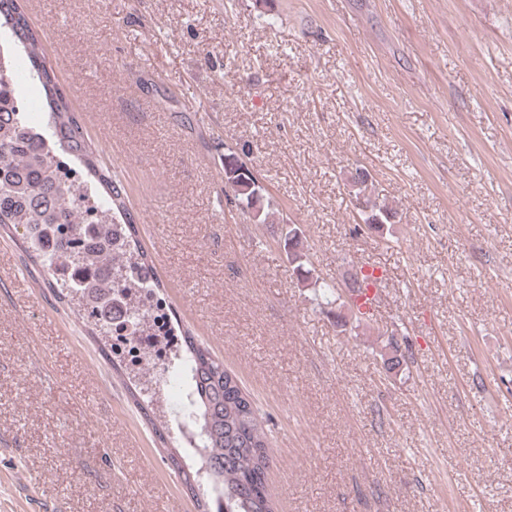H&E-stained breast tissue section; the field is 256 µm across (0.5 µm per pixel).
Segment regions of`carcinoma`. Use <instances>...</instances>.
<instances>
[{"label": "carcinoma", "instance_id": "carcinoma-1", "mask_svg": "<svg viewBox=\"0 0 512 512\" xmlns=\"http://www.w3.org/2000/svg\"><path fill=\"white\" fill-rule=\"evenodd\" d=\"M15 37L18 52L0 49V228L21 225L47 270L70 272L68 279L92 308L101 310L99 322L112 310V293L126 283L150 279L147 254L138 247V227L125 203V187L101 158V150L85 133L70 100L48 65L39 33L33 29L21 0H0V28ZM23 58L30 78L41 85V111L45 120L29 124L13 77L17 58ZM59 150L82 167L83 186L96 200L105 220L90 219L80 198L64 185ZM224 176L240 186L238 204L265 224L270 204L254 186L257 178L236 154L224 155ZM364 181L354 182L356 200L364 209V223L374 231L391 223L394 211L385 203L361 198ZM182 362L192 382L188 428L200 439L196 449L204 470L182 473L183 482L204 474L224 495L229 512H274L268 491L270 446L262 417L236 376L197 345L185 331Z\"/></svg>", "mask_w": 512, "mask_h": 512}]
</instances>
